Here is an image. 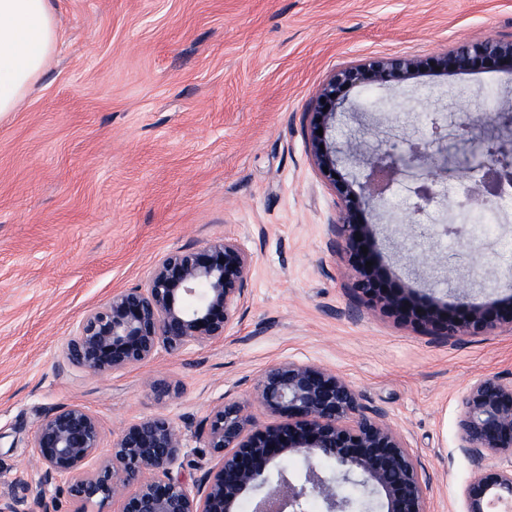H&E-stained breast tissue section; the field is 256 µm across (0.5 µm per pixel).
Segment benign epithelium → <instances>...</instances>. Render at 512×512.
Instances as JSON below:
<instances>
[{
	"label": "benign epithelium",
	"mask_w": 512,
	"mask_h": 512,
	"mask_svg": "<svg viewBox=\"0 0 512 512\" xmlns=\"http://www.w3.org/2000/svg\"><path fill=\"white\" fill-rule=\"evenodd\" d=\"M430 65L444 71L493 66L511 72L512 42L469 44L431 59L371 58L336 70L322 89L310 150L342 202L337 247L368 307L423 333L460 340L498 328L512 331V299L486 305L461 290L450 311L419 299L409 288L392 287L374 264L376 240L363 205L384 204L405 177L410 178L407 220L413 223L414 245L454 234L478 251L477 238L463 226L421 223L438 202L431 170L448 167V156L434 149L448 141L447 113L431 114L417 138L382 143L350 180L333 173L342 160L359 155V140L350 136L341 149L316 133L336 127L344 89L409 80ZM485 154L472 166L476 184L460 185L457 206L491 205L512 193V152L500 147ZM358 235L362 240H356ZM368 261L373 265L366 266ZM251 264V254L228 238L168 254L145 287L112 294L83 319L67 342V361L102 374L147 362L160 348L179 352L223 337L245 301ZM254 398L280 421L254 429L243 405L213 406L202 433L219 462L210 468L192 464L196 475L190 479L173 475L183 432L170 419L154 416L128 425L113 441L110 455L99 458L90 471L86 465L101 448L100 423L79 405L59 406L42 416L32 438L42 468L39 485L60 484L78 504L77 512L116 497L122 500L121 512H234L248 489L264 486L268 490L252 512H305L313 495L322 499L324 512H353L352 488L377 500L381 512H430L428 483L402 433L383 411L365 408L361 394L335 371L311 363L273 364L258 378ZM458 427V448L476 467L461 490V512H492L501 502L508 503L504 512H512V378L476 379L461 400ZM494 455L509 464L484 465ZM293 456L305 460L297 474L281 467ZM0 512H32L28 488L0 495Z\"/></svg>",
	"instance_id": "benign-epithelium-1"
}]
</instances>
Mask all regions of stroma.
Here are the masks:
<instances>
[{
  "label": "stroma",
  "mask_w": 512,
  "mask_h": 512,
  "mask_svg": "<svg viewBox=\"0 0 512 512\" xmlns=\"http://www.w3.org/2000/svg\"><path fill=\"white\" fill-rule=\"evenodd\" d=\"M56 51L20 108L0 117V493L37 485L30 448L41 416L85 407L102 453L127 424L165 416L197 427L219 401L246 405L279 362L335 371L408 438L429 481L431 512H460L474 467L457 446L461 399L481 376L512 375V332L461 341L431 336L376 309H358L333 246L341 201L309 149L322 87L336 68L373 56L437 57L512 41V0H52ZM366 140L413 134L412 115L447 110L463 143L496 137L487 101L512 102V72L426 70L395 91L352 87ZM378 222L384 279L442 306L443 286L413 280L388 245L408 234ZM474 260L450 269L474 301L512 298V197ZM233 238L253 256L249 294L224 338L93 375L67 342L112 294L145 286L171 251ZM156 381L172 395L153 389Z\"/></svg>",
  "instance_id": "obj_1"
}]
</instances>
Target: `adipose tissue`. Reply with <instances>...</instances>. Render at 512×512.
Listing matches in <instances>:
<instances>
[{
    "instance_id": "ef3b65f1",
    "label": "adipose tissue",
    "mask_w": 512,
    "mask_h": 512,
    "mask_svg": "<svg viewBox=\"0 0 512 512\" xmlns=\"http://www.w3.org/2000/svg\"><path fill=\"white\" fill-rule=\"evenodd\" d=\"M56 40L51 0H0V116L16 110Z\"/></svg>"
}]
</instances>
